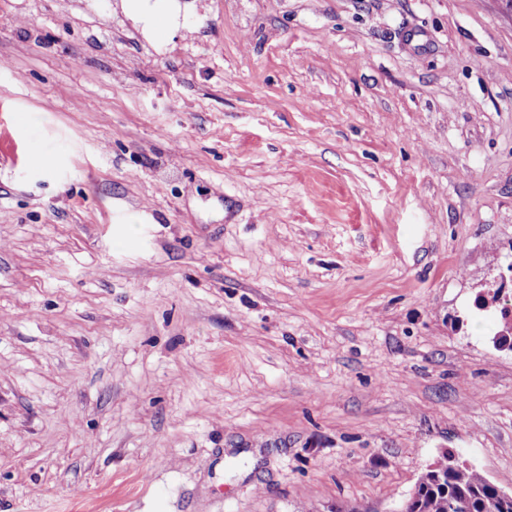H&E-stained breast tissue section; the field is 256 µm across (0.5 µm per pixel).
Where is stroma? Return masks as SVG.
<instances>
[{"mask_svg": "<svg viewBox=\"0 0 512 512\" xmlns=\"http://www.w3.org/2000/svg\"><path fill=\"white\" fill-rule=\"evenodd\" d=\"M0 0V512L512 493L503 0ZM122 0L125 12L153 39L160 41L174 25L176 5L171 0ZM434 471L439 477L427 474L416 485V512H512V502L506 507L497 502L499 489L479 469L453 454H444Z\"/></svg>", "mask_w": 512, "mask_h": 512, "instance_id": "1", "label": "stroma"}]
</instances>
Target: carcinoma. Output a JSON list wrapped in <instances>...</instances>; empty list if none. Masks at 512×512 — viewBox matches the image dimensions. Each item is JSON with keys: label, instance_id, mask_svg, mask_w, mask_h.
I'll use <instances>...</instances> for the list:
<instances>
[{"label": "carcinoma", "instance_id": "obj_1", "mask_svg": "<svg viewBox=\"0 0 512 512\" xmlns=\"http://www.w3.org/2000/svg\"><path fill=\"white\" fill-rule=\"evenodd\" d=\"M499 489L476 467L451 453L438 461L435 474H428L417 490V512H512V503L498 502Z\"/></svg>", "mask_w": 512, "mask_h": 512}]
</instances>
